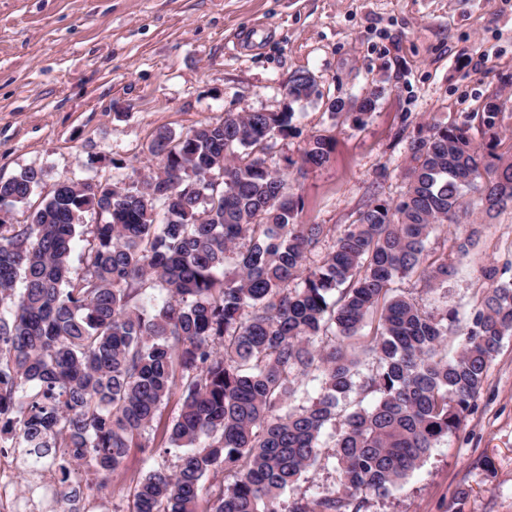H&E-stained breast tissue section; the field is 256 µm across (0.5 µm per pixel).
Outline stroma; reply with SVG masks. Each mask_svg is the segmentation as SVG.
Masks as SVG:
<instances>
[{
	"label": "stroma",
	"mask_w": 512,
	"mask_h": 512,
	"mask_svg": "<svg viewBox=\"0 0 512 512\" xmlns=\"http://www.w3.org/2000/svg\"><path fill=\"white\" fill-rule=\"evenodd\" d=\"M307 72L319 94L288 104L284 87ZM376 94L356 122L328 101ZM499 105L502 150L512 149V0H0V180L25 168L62 180L127 181L155 170L148 146L225 113L293 108V129L267 164L300 203L299 224L343 227L375 199L404 190V147L429 122H467L481 139L488 101ZM334 142L329 161L297 179L289 161L307 139ZM447 224L428 249L454 267L448 285L421 293L433 311L468 321L496 264L512 279V206ZM479 237L467 255L458 243ZM98 512H126L129 473L150 468L131 449ZM368 512H512V336L460 427L420 469Z\"/></svg>",
	"instance_id": "obj_1"
}]
</instances>
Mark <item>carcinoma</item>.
Wrapping results in <instances>:
<instances>
[{"instance_id":"cac0c4a2","label":"carcinoma","mask_w":512,"mask_h":512,"mask_svg":"<svg viewBox=\"0 0 512 512\" xmlns=\"http://www.w3.org/2000/svg\"><path fill=\"white\" fill-rule=\"evenodd\" d=\"M293 116L229 112L180 136L162 128L149 145L159 172L129 186L61 181L28 223L0 221L1 443L33 466L56 465L63 485L70 466L91 468L104 489L130 449L150 447L176 396L161 445L180 451L177 464L132 480L128 512H199L204 494L209 512H367L459 428L512 336V280L484 270L490 288L450 360L440 350L456 314L391 284L448 283L452 266L431 257L430 235L469 212L468 193L488 214L512 204V157L495 134L476 144L465 123L421 126L398 200L367 203L337 231L296 224L298 202L266 162ZM332 150L312 136L296 174ZM43 177L24 168L0 181V207L28 200ZM88 208L105 219L85 231ZM86 233L75 276L71 254ZM155 288L167 298L149 311ZM368 319L370 341L353 346ZM364 357L376 369L357 384ZM312 371L317 396L290 409ZM356 388L377 400L341 422L336 489L283 502L320 464L323 431Z\"/></svg>"}]
</instances>
